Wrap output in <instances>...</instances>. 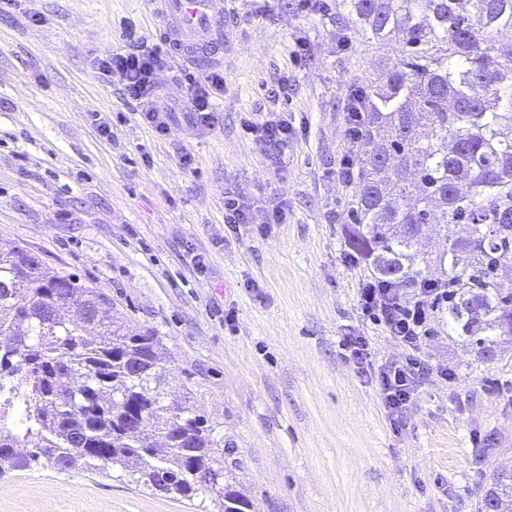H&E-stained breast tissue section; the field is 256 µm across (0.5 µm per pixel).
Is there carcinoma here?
<instances>
[{
	"label": "carcinoma",
	"mask_w": 512,
	"mask_h": 512,
	"mask_svg": "<svg viewBox=\"0 0 512 512\" xmlns=\"http://www.w3.org/2000/svg\"><path fill=\"white\" fill-rule=\"evenodd\" d=\"M336 23L400 57L356 88L361 134L348 169V243L392 288L439 267L448 331L490 353L512 329V0H343ZM444 225L448 249L417 250ZM161 339L112 314L104 295L21 248L0 252V473L119 471L156 495L206 492L253 503L224 482L223 425L164 404ZM481 509L512 512V472Z\"/></svg>",
	"instance_id": "carcinoma-1"
}]
</instances>
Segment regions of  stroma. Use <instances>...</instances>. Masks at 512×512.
I'll list each match as a JSON object with an SVG mask.
<instances>
[{"label":"stroma","mask_w":512,"mask_h":512,"mask_svg":"<svg viewBox=\"0 0 512 512\" xmlns=\"http://www.w3.org/2000/svg\"><path fill=\"white\" fill-rule=\"evenodd\" d=\"M328 3L311 15L298 0H224L212 124L179 111L192 65L175 57L156 76L176 107L164 136L98 68L127 27L157 41L156 6L23 0L0 13V250L31 251L160 337L169 402L190 382L223 422L225 480L255 512H478L494 474L512 471V333L487 359L434 313L419 350L428 372L396 421L342 348L366 337L376 367L408 353L359 308L372 271L348 258L352 188L340 175L349 95L402 45L338 34L340 0ZM283 80L287 93L270 96ZM273 111L298 130L281 162L242 130ZM228 195L283 207L286 220L225 223ZM0 512L220 508L204 492L189 502L112 472L36 466L0 475Z\"/></svg>","instance_id":"obj_1"}]
</instances>
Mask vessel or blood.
<instances>
[{
	"label": "vessel or blood",
	"mask_w": 512,
	"mask_h": 512,
	"mask_svg": "<svg viewBox=\"0 0 512 512\" xmlns=\"http://www.w3.org/2000/svg\"><path fill=\"white\" fill-rule=\"evenodd\" d=\"M159 34L169 49L196 61L201 51L218 55L228 25L224 0H159Z\"/></svg>",
	"instance_id": "obj_1"
}]
</instances>
